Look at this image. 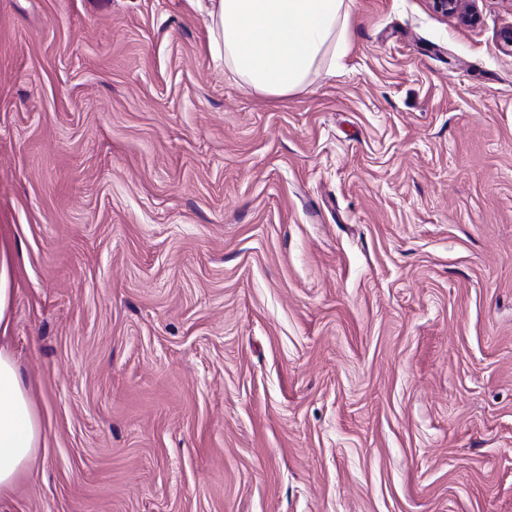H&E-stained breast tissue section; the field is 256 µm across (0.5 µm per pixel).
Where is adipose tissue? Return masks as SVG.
<instances>
[{"mask_svg": "<svg viewBox=\"0 0 512 512\" xmlns=\"http://www.w3.org/2000/svg\"><path fill=\"white\" fill-rule=\"evenodd\" d=\"M212 53L241 84L272 97L304 90L348 24L344 0H208ZM45 423L0 336V499L15 494L45 446Z\"/></svg>", "mask_w": 512, "mask_h": 512, "instance_id": "ef3b65f1", "label": "adipose tissue"}]
</instances>
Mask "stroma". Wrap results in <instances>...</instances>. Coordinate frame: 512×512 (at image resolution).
Here are the masks:
<instances>
[{"label": "stroma", "instance_id": "obj_1", "mask_svg": "<svg viewBox=\"0 0 512 512\" xmlns=\"http://www.w3.org/2000/svg\"><path fill=\"white\" fill-rule=\"evenodd\" d=\"M346 3L275 98L206 0H0V512H512V0ZM474 0H432L434 8L448 16H458L464 23H472L475 20L474 6L470 5L462 11V2ZM9 267L0 251V328L3 324L2 333L5 335L8 329L9 314L14 297V288H10ZM45 423L34 403L8 336H0V499L15 494L30 476L41 448Z\"/></svg>", "mask_w": 512, "mask_h": 512}]
</instances>
